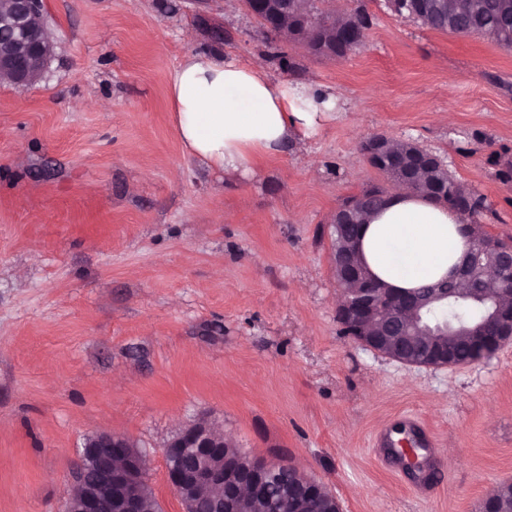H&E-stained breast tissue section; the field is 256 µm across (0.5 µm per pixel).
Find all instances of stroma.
<instances>
[{
    "mask_svg": "<svg viewBox=\"0 0 512 512\" xmlns=\"http://www.w3.org/2000/svg\"><path fill=\"white\" fill-rule=\"evenodd\" d=\"M338 2L369 17L354 52L279 59L242 0H43L53 58L32 86L0 81V512H65L102 432L146 453L161 512H185L164 449L202 419L341 512H482L512 483V343L444 368L361 346L337 320L330 227L346 198L392 189L361 150L383 135L441 155L512 238V50L388 0ZM203 50L348 104L225 177L185 154L168 104L170 73ZM413 421L437 460L423 484L375 445Z\"/></svg>",
    "mask_w": 512,
    "mask_h": 512,
    "instance_id": "stroma-1",
    "label": "stroma"
}]
</instances>
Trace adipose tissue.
<instances>
[{
  "label": "adipose tissue",
  "mask_w": 512,
  "mask_h": 512,
  "mask_svg": "<svg viewBox=\"0 0 512 512\" xmlns=\"http://www.w3.org/2000/svg\"><path fill=\"white\" fill-rule=\"evenodd\" d=\"M168 102L188 156L246 177L289 144L316 138L346 100L335 89L274 80L259 60L197 52L171 72ZM463 224L459 213L401 187L367 215L359 255L372 276L399 290L443 281L469 248Z\"/></svg>",
  "instance_id": "ef3b65f1"
}]
</instances>
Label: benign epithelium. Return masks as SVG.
<instances>
[{
    "instance_id": "obj_1",
    "label": "benign epithelium",
    "mask_w": 512,
    "mask_h": 512,
    "mask_svg": "<svg viewBox=\"0 0 512 512\" xmlns=\"http://www.w3.org/2000/svg\"><path fill=\"white\" fill-rule=\"evenodd\" d=\"M280 0H245L247 10L258 20L265 21L280 13ZM41 12V0H10L9 9L0 11V74L7 73L18 86L34 84L54 55L55 44L47 35L46 25L35 27L32 17ZM365 201L356 196L340 211L339 222L349 224ZM338 288L342 301L338 316L357 342L381 352L387 346L385 329L393 318L399 299L366 276L359 268L345 264L336 266ZM360 287L346 288L350 280ZM497 324L490 330L480 325L468 328L474 360L490 357L512 341V302L499 301ZM428 356L439 362L457 366L452 345L445 338L427 344ZM224 436L209 423L200 422L181 431L165 447L168 480L181 497L199 493L204 488L222 487L228 512H241L242 499L262 496L266 478L281 465L250 458L244 466L216 463L224 457ZM96 473L87 482L86 468ZM302 478L301 493L317 501L328 491L304 476L298 468L288 466ZM147 484L146 456L121 434L101 433L84 445L76 473L78 493L66 504V512H145L144 488Z\"/></svg>"
}]
</instances>
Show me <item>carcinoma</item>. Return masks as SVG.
<instances>
[{"label":"carcinoma","mask_w":512,"mask_h":512,"mask_svg":"<svg viewBox=\"0 0 512 512\" xmlns=\"http://www.w3.org/2000/svg\"><path fill=\"white\" fill-rule=\"evenodd\" d=\"M287 14L281 16L280 26L265 28L264 33L271 42L284 38L290 42H302L309 53L315 56L343 57L356 49L359 28L368 26L367 16L357 11L341 23L336 15L325 14L319 6L322 0H283ZM393 11L400 17L431 30L462 35L480 34L492 38L498 45L512 49V0H388ZM305 19L310 30L297 34L295 22ZM387 161L380 167L390 180H399L410 165V161L421 153V149L409 141L387 139ZM411 189L427 196L434 202L459 211L478 225V240L488 245H499L501 240L479 226L480 219L488 209L486 198L476 192L465 190L454 180L444 164L430 167L422 165L415 173ZM372 203V210L381 209L387 202L388 191L380 186H371L361 191ZM487 255L480 264H471L470 282L475 291L463 293L459 284L448 280L445 287L451 298L448 303L426 311L420 319H407L400 325V343L393 348L399 357L416 360L427 342L425 329H435L444 324L450 328L468 325L474 321L491 328V315L497 303V284L492 270L495 266L494 249H486ZM264 495L279 500L283 512H329L331 499L325 498L313 505L301 500L291 487L288 475L281 472L268 477ZM492 500L502 512H512V486H501Z\"/></svg>","instance_id":"obj_1"}]
</instances>
